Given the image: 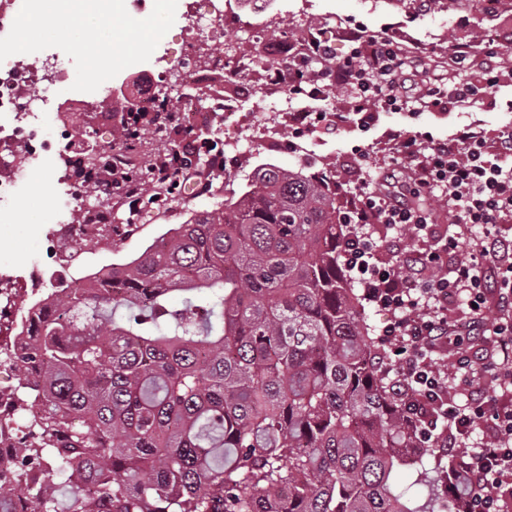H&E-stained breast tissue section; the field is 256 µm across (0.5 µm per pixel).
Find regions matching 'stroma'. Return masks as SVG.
<instances>
[{
    "instance_id": "obj_1",
    "label": "stroma",
    "mask_w": 512,
    "mask_h": 512,
    "mask_svg": "<svg viewBox=\"0 0 512 512\" xmlns=\"http://www.w3.org/2000/svg\"><path fill=\"white\" fill-rule=\"evenodd\" d=\"M229 4L234 12L233 25L225 27L221 39L201 44L199 57L229 46L235 47L238 55L255 56L257 43L250 35V26L259 20L263 21L270 41L279 40L284 33L297 39L307 32H317L334 39L336 51L341 55L349 49L348 42L340 37L342 29L362 26L370 31L388 32L408 53L426 57L427 66L418 75V83H473L478 79L482 36L512 37V12L492 18L475 7L472 0H458L452 9L445 6L444 0H229ZM183 26V21L166 9L150 15H132L125 10L123 0H114L113 41L123 43L131 57L151 50L166 56L160 77L168 88V107L178 115L177 121L168 124L166 134L145 131L140 138L123 144V152L132 161L133 178L139 182L146 177V162L159 152L187 143L195 145L215 136L214 128L198 126L186 111L184 74L173 64ZM101 37L98 29L87 27L69 39H56L62 63L75 74L71 92L85 90L93 83L87 65L92 43ZM455 41L472 44L473 63L467 68L448 64V46ZM258 78V71L251 70L234 85L245 118L232 124L231 134L223 143L232 159L231 165L225 173L211 178L212 186L220 190L219 195L209 199L196 195L187 184L174 186L168 195L167 212L147 215L141 222L130 225L125 221L130 211L127 199L117 189L107 188L97 202L111 211L112 222L84 239L88 250L96 253L98 266L137 256L166 230L184 223L193 213L223 208L225 199L241 194L254 171L266 163L286 170H301L311 176L332 171L336 203L342 207L362 182H377L393 153V132L427 131L435 138L445 139L459 125L473 123L483 130L487 146L492 149L500 132L512 128V111L489 107L457 112H381L365 132L347 120L341 122L338 131L321 125L309 136L297 139L292 134L290 116L305 106V99L260 88ZM117 123V115L95 106L80 111L71 127L70 139L62 144L60 155L50 160V168L67 170L71 156L91 148L112 146ZM271 133L289 142V150L269 155L265 145ZM61 210L68 213L72 223H82L83 210L67 203L52 178L41 170H28L19 185L16 204L0 212V260L18 271L34 260L52 266L42 234Z\"/></svg>"
}]
</instances>
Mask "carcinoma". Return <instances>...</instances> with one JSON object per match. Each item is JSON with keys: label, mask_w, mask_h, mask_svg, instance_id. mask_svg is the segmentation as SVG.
Masks as SVG:
<instances>
[{"label": "carcinoma", "mask_w": 512, "mask_h": 512, "mask_svg": "<svg viewBox=\"0 0 512 512\" xmlns=\"http://www.w3.org/2000/svg\"><path fill=\"white\" fill-rule=\"evenodd\" d=\"M144 194L168 184L155 174ZM335 193L300 171L173 227L47 301L4 352L24 455L51 512H455L392 473L419 447L363 295Z\"/></svg>", "instance_id": "obj_1"}]
</instances>
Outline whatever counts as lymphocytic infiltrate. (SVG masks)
<instances>
[{"label":"lymphocytic infiltrate","mask_w":512,"mask_h":512,"mask_svg":"<svg viewBox=\"0 0 512 512\" xmlns=\"http://www.w3.org/2000/svg\"><path fill=\"white\" fill-rule=\"evenodd\" d=\"M346 55H336L328 40L310 37L288 60V91L312 99L332 87L344 90L359 126L371 125L377 112L407 109L419 60L407 57L388 33L346 31ZM500 46L488 45L476 83L425 87L420 99L430 111L464 109L492 99L512 73ZM396 152L387 165L386 194L363 190L352 196L341 224L345 266L355 274L367 300L388 310L381 339L388 368L408 396L424 446L457 450L456 498L468 512H512V399L487 398L474 384L491 375L512 388V245L497 226L512 218V131L488 150L481 131L464 124L445 140L427 132L395 134ZM433 196L448 206L449 221L480 224L477 243L451 237L429 252L381 246L363 229L385 224L415 236L433 234L438 216L419 207L417 196ZM462 300L471 310L465 323L448 315V303ZM455 348L451 370L435 367L432 356ZM483 429L480 446L462 449L461 439Z\"/></svg>","instance_id":"f902f5d3"}]
</instances>
